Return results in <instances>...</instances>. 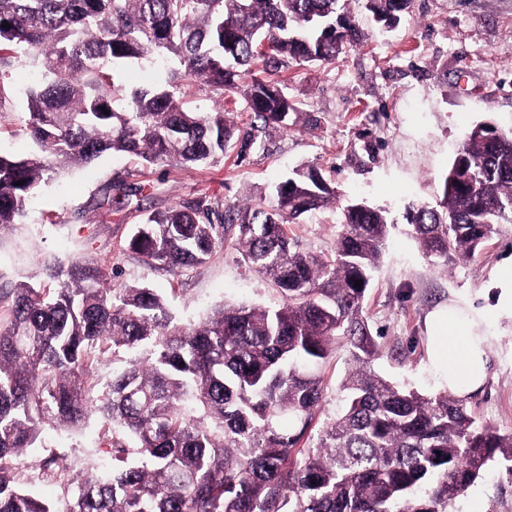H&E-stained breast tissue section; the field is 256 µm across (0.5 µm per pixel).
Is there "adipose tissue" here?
<instances>
[{"label":"adipose tissue","instance_id":"ef3b65f1","mask_svg":"<svg viewBox=\"0 0 512 512\" xmlns=\"http://www.w3.org/2000/svg\"><path fill=\"white\" fill-rule=\"evenodd\" d=\"M487 316L475 307L463 315L452 305L432 321L430 360L434 369L446 371L449 390L462 397L482 387L488 376L491 339L475 332Z\"/></svg>","mask_w":512,"mask_h":512}]
</instances>
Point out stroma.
Returning a JSON list of instances; mask_svg holds the SVG:
<instances>
[{"mask_svg":"<svg viewBox=\"0 0 512 512\" xmlns=\"http://www.w3.org/2000/svg\"><path fill=\"white\" fill-rule=\"evenodd\" d=\"M350 9L363 29L357 44L335 63L294 64L280 75L308 124L268 130L260 144L242 154L229 151L214 164L150 166L109 154L66 171L41 186L23 223L0 229V279L37 274L52 256L89 258L112 271L115 286L144 284L163 295L181 326L224 304L277 305L271 284L244 263L235 231L225 232L223 250L206 263L177 270L148 266L127 244L150 212L199 196L269 203L293 167L311 164L335 186L336 202L288 224L290 241L329 257L346 201L391 208L396 227L364 301L382 348L374 367L421 393L443 390V374L429 365V316L451 302L495 306L499 266L512 256V224L500 225L474 260L447 269L407 235L403 208L441 200L448 166L476 124L512 134V0H411L391 31L365 15L360 0H351ZM32 82L25 63L9 68L14 95L0 113V150L15 156L33 148L22 131V93ZM114 197L123 206L111 205ZM479 329L494 339L490 370L466 403L479 422L512 432V316L492 313ZM348 360L340 345L323 365L325 398L316 424L338 412ZM107 431L95 416L76 430L44 426L35 447L15 461L16 482L63 506L72 480L111 467L102 446ZM454 512H512V476L490 468Z\"/></svg>","mask_w":512,"mask_h":512,"instance_id":"stroma-1","label":"stroma"}]
</instances>
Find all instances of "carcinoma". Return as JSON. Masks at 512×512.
I'll return each mask as SVG.
<instances>
[{
    "instance_id": "cac0c4a2",
    "label": "carcinoma",
    "mask_w": 512,
    "mask_h": 512,
    "mask_svg": "<svg viewBox=\"0 0 512 512\" xmlns=\"http://www.w3.org/2000/svg\"><path fill=\"white\" fill-rule=\"evenodd\" d=\"M363 2L390 29L410 0ZM2 22L0 108L12 95L5 68L23 60L38 80L25 93L35 149L0 152L1 228L23 223L41 184L106 152L214 164L297 125L271 76L332 63L361 37L348 0H0ZM131 62L155 78L128 92L118 71ZM194 87L218 107L187 108ZM238 95L248 130L219 107ZM335 201L318 169L300 166L270 205L196 197L136 225L128 249L170 270L209 260L235 225L244 261L282 297L275 308L228 304L182 327L162 295L112 288L90 260H48L44 282L0 284V512H448L491 466L512 475V433L478 422L449 390L425 396L373 369L382 352L364 298L387 211L348 203L331 258L290 243L285 224ZM405 219L426 257L447 268L472 259L496 225L512 224V134L474 126L439 204L412 205ZM339 341L351 361L343 405L315 429L320 368ZM107 353L123 366L94 400L90 369ZM92 414L132 440L106 437L112 468L77 481L61 510L14 484V462L43 426L78 428Z\"/></svg>"
}]
</instances>
